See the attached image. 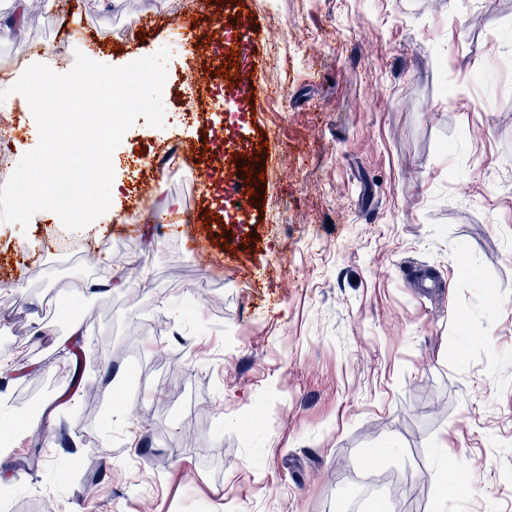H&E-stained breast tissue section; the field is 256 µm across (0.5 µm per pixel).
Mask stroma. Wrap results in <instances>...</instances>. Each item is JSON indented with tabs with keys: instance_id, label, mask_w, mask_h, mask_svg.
<instances>
[{
	"instance_id": "obj_1",
	"label": "stroma",
	"mask_w": 512,
	"mask_h": 512,
	"mask_svg": "<svg viewBox=\"0 0 512 512\" xmlns=\"http://www.w3.org/2000/svg\"><path fill=\"white\" fill-rule=\"evenodd\" d=\"M156 7L143 31L144 0H55L0 35L7 62L165 48L172 82L228 72L194 119L126 131L89 227L0 222V398L35 418L0 452L9 512H357L375 489V512H512V7ZM225 16L221 55L173 46ZM219 128L256 170L241 216L203 181ZM161 143L198 157L146 178Z\"/></svg>"
}]
</instances>
